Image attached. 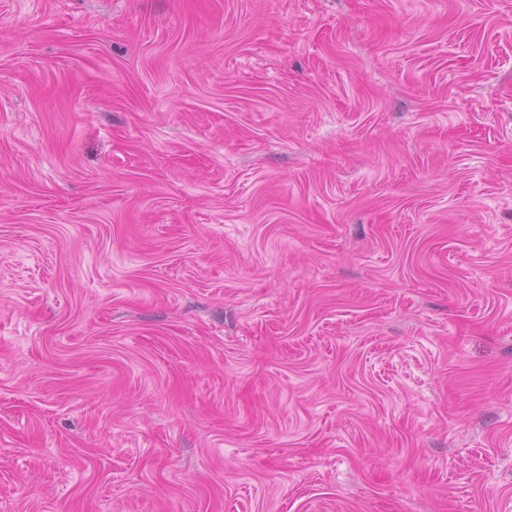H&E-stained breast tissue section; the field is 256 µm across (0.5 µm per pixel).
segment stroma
<instances>
[{
    "label": "stroma",
    "instance_id": "obj_1",
    "mask_svg": "<svg viewBox=\"0 0 512 512\" xmlns=\"http://www.w3.org/2000/svg\"><path fill=\"white\" fill-rule=\"evenodd\" d=\"M0 512H512V0H0Z\"/></svg>",
    "mask_w": 512,
    "mask_h": 512
}]
</instances>
